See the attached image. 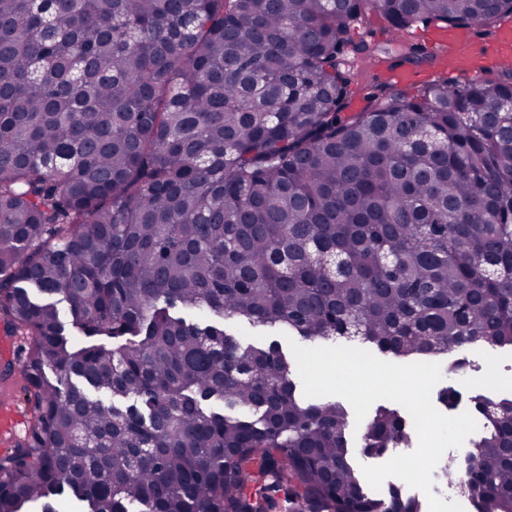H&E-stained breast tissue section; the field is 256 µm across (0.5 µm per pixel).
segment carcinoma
Returning <instances> with one entry per match:
<instances>
[{"mask_svg":"<svg viewBox=\"0 0 512 512\" xmlns=\"http://www.w3.org/2000/svg\"><path fill=\"white\" fill-rule=\"evenodd\" d=\"M401 63L417 24H497L512 0H0V314L26 337L30 421L0 456V512H424L364 492L354 456L412 425L301 397L281 345L396 358L512 348V68L375 87L347 112L352 29ZM66 304V333L59 305ZM456 465L473 512H512V397L471 396ZM354 32L356 40L386 42L390 38V34L386 31V24L375 14H370L369 21L356 27Z\"/></svg>","mask_w":512,"mask_h":512,"instance_id":"1","label":"carcinoma"}]
</instances>
